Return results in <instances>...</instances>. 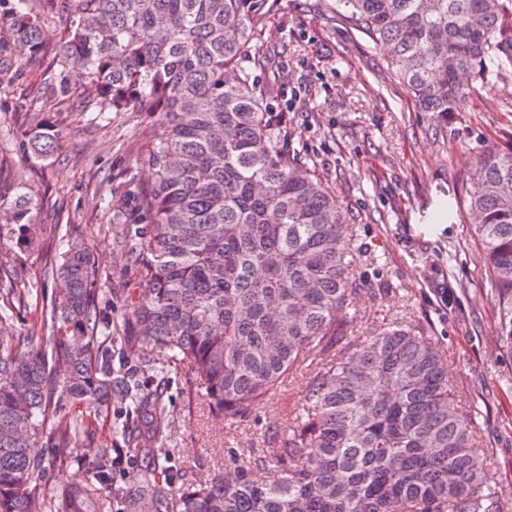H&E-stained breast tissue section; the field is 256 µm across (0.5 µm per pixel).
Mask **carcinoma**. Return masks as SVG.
Returning <instances> with one entry per match:
<instances>
[{"label":"carcinoma","instance_id":"carcinoma-1","mask_svg":"<svg viewBox=\"0 0 512 512\" xmlns=\"http://www.w3.org/2000/svg\"><path fill=\"white\" fill-rule=\"evenodd\" d=\"M67 24L43 96L11 129L32 162L51 157L58 120L46 105L81 91L98 117L148 112L155 181L139 193L144 224L117 231L143 288L131 317L97 301L108 272L68 243L34 288L0 260V323L16 305L36 320L0 336V512H503L475 422L457 414L444 353L398 310L347 346L363 256L336 194L302 159L273 111L282 70L257 54L280 0H46ZM336 20L382 46L392 77L442 128L463 111L467 74L512 76V0H325ZM47 54L31 0H0V85L22 70L11 44ZM460 212L476 221L480 263L499 298V345L512 349V145L478 155ZM28 171L0 176V218L39 247ZM59 282L55 295L45 286ZM458 308L452 278L434 288ZM342 347L332 351L333 345ZM122 358L114 368L113 354ZM190 369L189 398L220 421L251 416L287 379L311 381L268 438L209 476H187L169 447L166 384ZM112 422L80 485L47 494L32 444L54 459L87 418ZM266 478L257 477V472Z\"/></svg>","mask_w":512,"mask_h":512}]
</instances>
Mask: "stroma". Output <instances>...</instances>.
<instances>
[{"label":"stroma","mask_w":512,"mask_h":512,"mask_svg":"<svg viewBox=\"0 0 512 512\" xmlns=\"http://www.w3.org/2000/svg\"><path fill=\"white\" fill-rule=\"evenodd\" d=\"M262 46L281 52L275 111L286 114L293 145L335 190L366 248L356 272L364 283L360 313L346 327L348 339L360 342L385 314L408 305L424 335L446 354L457 411L475 417L503 510L512 512V349L497 342L498 297L485 281L471 220L430 221L450 198L472 188L479 149L512 143V78L472 89L463 112L443 130L382 69V50L345 30L320 0H281ZM42 81L37 71L0 90V157L8 163L23 165L24 153L3 132L23 123V103ZM153 125V117L137 112H117L99 124L65 123L59 149L34 164L30 180L40 246L32 251L7 236L0 255L23 264L30 279L41 278L59 254L60 228H67L108 271L99 300L113 319L127 314L138 276L103 227L138 220V196L152 181L144 140ZM449 273L459 314L433 292ZM186 379L178 374L167 389L176 418L171 445L183 467L205 475L233 465L243 450L264 448L310 375L295 374L263 409L225 424L189 400Z\"/></svg>","instance_id":"1"}]
</instances>
